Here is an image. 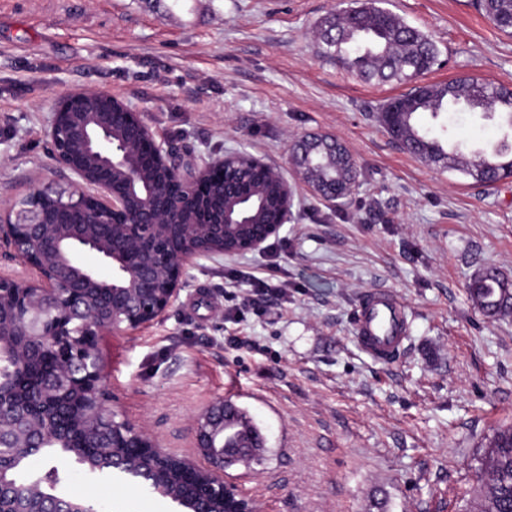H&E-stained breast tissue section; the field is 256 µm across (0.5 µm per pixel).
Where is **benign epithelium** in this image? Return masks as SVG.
<instances>
[{
  "label": "benign epithelium",
  "instance_id": "obj_1",
  "mask_svg": "<svg viewBox=\"0 0 512 512\" xmlns=\"http://www.w3.org/2000/svg\"><path fill=\"white\" fill-rule=\"evenodd\" d=\"M46 136L64 186L36 184L0 204V246L21 273H0V387L37 355L58 351L41 384V401L65 405L67 428L88 447L68 455L97 474H116L168 498L187 512H260L253 498L224 478V469L258 451L236 436L224 447V400L204 406L193 422L203 462L168 452L148 429L112 407L103 384L97 338L135 330L163 317L185 288L186 270L200 257L264 250L292 215L293 191L282 173L254 157L281 185L272 224L229 218L208 195L224 188L233 154L198 158L158 137L142 113L91 89L65 93ZM76 208L85 223L61 224L54 212ZM106 225L110 236L97 227ZM92 252L112 278L81 265ZM62 434L32 407L0 399V512H97L85 499L60 493L58 469L24 477L30 453L55 448Z\"/></svg>",
  "mask_w": 512,
  "mask_h": 512
}]
</instances>
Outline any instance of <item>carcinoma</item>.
<instances>
[{"label": "carcinoma", "mask_w": 512, "mask_h": 512, "mask_svg": "<svg viewBox=\"0 0 512 512\" xmlns=\"http://www.w3.org/2000/svg\"><path fill=\"white\" fill-rule=\"evenodd\" d=\"M486 17L501 31L512 18V0H479ZM345 21L335 13L324 17L316 26L317 44L322 55L340 62L349 71L365 79L412 82L428 72L438 58L436 43L425 32L409 25L403 18L384 7V0H355L344 12ZM463 102L472 109L487 106L482 117L499 120L512 129V112H499L500 105H512V90L504 85L453 79L448 82L414 87L407 94L387 102L380 113V123L387 133L409 153L432 162L444 161L448 167L476 181L492 185L512 177V142H502L487 159L475 152L468 159L444 148L448 140L444 124L424 127L419 117L427 114L434 121L451 109L450 103ZM304 168L309 180L333 188L343 183L345 171L341 155L322 143L307 150ZM263 187L259 196L251 193L253 184ZM226 197H215L213 206L223 207L231 198L245 197L235 213L270 221L275 216L278 186L265 179L261 170H235L226 178ZM471 301L492 318L512 315V285L499 280V287L489 288L482 278L468 287ZM56 357L45 353L25 371L14 375L4 389L3 398L11 403L34 401L41 378L48 376ZM481 483L469 500L467 512H512V426L498 429L489 439L480 458Z\"/></svg>", "instance_id": "1"}]
</instances>
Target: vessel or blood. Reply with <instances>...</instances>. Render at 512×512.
Masks as SVG:
<instances>
[{
    "label": "vessel or blood",
    "instance_id": "obj_1",
    "mask_svg": "<svg viewBox=\"0 0 512 512\" xmlns=\"http://www.w3.org/2000/svg\"><path fill=\"white\" fill-rule=\"evenodd\" d=\"M356 340L370 357L389 361L399 353L407 333L404 305L385 290H371L360 299L354 316Z\"/></svg>",
    "mask_w": 512,
    "mask_h": 512
}]
</instances>
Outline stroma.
Instances as JSON below:
<instances>
[{"mask_svg":"<svg viewBox=\"0 0 512 512\" xmlns=\"http://www.w3.org/2000/svg\"><path fill=\"white\" fill-rule=\"evenodd\" d=\"M440 54L425 84L477 77L512 88V35L476 0H389ZM338 0H0V201L60 182L46 129L78 88L108 93L197 157L247 152L282 171L293 217L262 253L198 259L161 319L100 337L117 410L171 453L198 458L193 418L212 400L246 407L268 453L225 477L263 512H460L480 455L512 422V316L491 318L467 287L484 267L512 283V178L492 186L421 160L378 120L407 83L367 82L320 55L314 26ZM352 154L359 185L340 203L315 195L289 163L302 136ZM466 146L502 140L479 111L448 115ZM280 265L287 300L236 290L224 270ZM393 291L408 338L389 362L357 345L353 310ZM250 337L235 349L226 338ZM65 493L106 512H179L131 481L38 455Z\"/></svg>","mask_w":512,"mask_h":512,"instance_id":"1","label":"stroma"}]
</instances>
